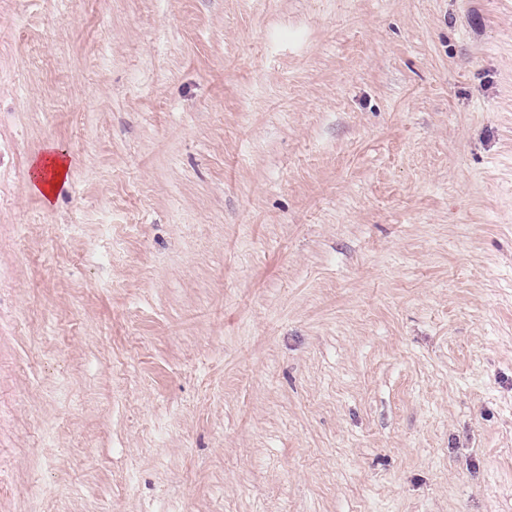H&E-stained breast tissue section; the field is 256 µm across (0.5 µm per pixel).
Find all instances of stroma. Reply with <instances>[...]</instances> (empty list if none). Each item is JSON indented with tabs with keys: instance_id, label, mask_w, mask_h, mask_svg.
Here are the masks:
<instances>
[{
	"instance_id": "1",
	"label": "stroma",
	"mask_w": 512,
	"mask_h": 512,
	"mask_svg": "<svg viewBox=\"0 0 512 512\" xmlns=\"http://www.w3.org/2000/svg\"><path fill=\"white\" fill-rule=\"evenodd\" d=\"M0 512H512V0H0ZM32 189L45 203H52L69 178L70 161L53 147H46L31 163Z\"/></svg>"
}]
</instances>
